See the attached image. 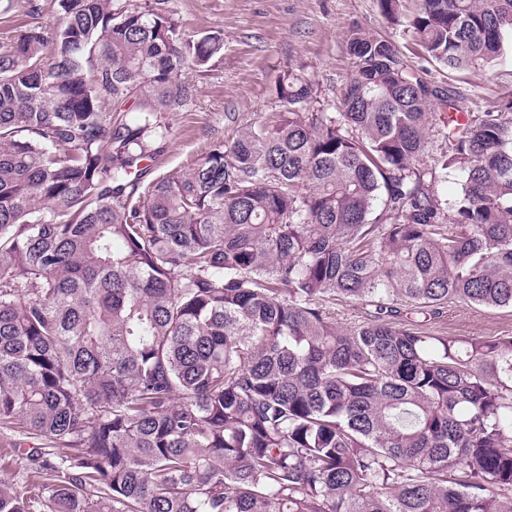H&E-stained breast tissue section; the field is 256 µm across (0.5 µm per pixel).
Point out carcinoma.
Segmentation results:
<instances>
[{
	"instance_id": "carcinoma-1",
	"label": "carcinoma",
	"mask_w": 512,
	"mask_h": 512,
	"mask_svg": "<svg viewBox=\"0 0 512 512\" xmlns=\"http://www.w3.org/2000/svg\"><path fill=\"white\" fill-rule=\"evenodd\" d=\"M402 2L449 70L512 36V0ZM58 4L0 41V447L27 487L0 512H512V336L416 320L512 307V118L444 116L424 163L454 101L356 27L335 111L285 70L281 111L151 179L224 38L167 0ZM461 177L454 171L448 170V179L446 182H440L435 186V193L438 197L448 202V213L451 214V208L461 194ZM327 307L335 312L336 322L341 326H351L364 318L361 305L345 302L343 299L329 300Z\"/></svg>"
}]
</instances>
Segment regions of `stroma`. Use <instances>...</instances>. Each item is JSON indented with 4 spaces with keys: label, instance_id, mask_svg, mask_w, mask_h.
Here are the masks:
<instances>
[{
    "label": "stroma",
    "instance_id": "35a3bbf8",
    "mask_svg": "<svg viewBox=\"0 0 512 512\" xmlns=\"http://www.w3.org/2000/svg\"><path fill=\"white\" fill-rule=\"evenodd\" d=\"M40 15L23 7L0 15V41L29 27L54 25L57 0H41ZM184 31H220L224 50L206 68L187 70L198 89L193 102L170 113L166 151L153 163L155 174L188 171L217 143H231L238 128L279 111L274 80L291 70L310 80L317 100L337 105L352 74L346 35L360 26L379 33L405 54L411 68L427 67L448 89L461 112H502L512 104V40L489 67L450 72L411 51L412 39L384 17L379 0H168ZM429 334L512 336V308L449 304L444 316L425 323Z\"/></svg>",
    "mask_w": 512,
    "mask_h": 512
}]
</instances>
